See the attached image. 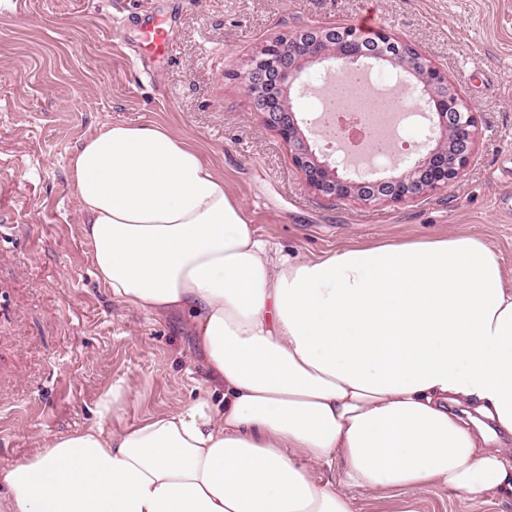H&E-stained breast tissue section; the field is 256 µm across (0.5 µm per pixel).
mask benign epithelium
<instances>
[{
    "instance_id": "7a95c632",
    "label": "benign epithelium",
    "mask_w": 512,
    "mask_h": 512,
    "mask_svg": "<svg viewBox=\"0 0 512 512\" xmlns=\"http://www.w3.org/2000/svg\"><path fill=\"white\" fill-rule=\"evenodd\" d=\"M379 52L405 55L421 73L423 92L429 95L427 104L431 108L425 118L433 130L435 145L402 173L357 182L339 173L340 165L320 161L306 143L293 105L283 109L277 101L263 96V90L273 82L289 89L300 84L305 62H355ZM243 80L248 91L260 100L263 124L288 145L292 161L307 185L331 200L401 203L423 193L446 190L467 167L478 135L477 115L449 84L448 74L413 46L381 31L371 36L353 26L284 31L267 40L253 55Z\"/></svg>"
}]
</instances>
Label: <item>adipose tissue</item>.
<instances>
[{
	"label": "adipose tissue",
	"instance_id": "adipose-tissue-1",
	"mask_svg": "<svg viewBox=\"0 0 512 512\" xmlns=\"http://www.w3.org/2000/svg\"><path fill=\"white\" fill-rule=\"evenodd\" d=\"M69 175L97 279L125 306L188 317L210 393L116 429L127 392L110 387L90 425L0 467L7 512H353L351 488L512 495V448L457 412L512 436V285L487 241L283 253L157 125L93 132Z\"/></svg>",
	"mask_w": 512,
	"mask_h": 512
}]
</instances>
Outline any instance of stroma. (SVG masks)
Masks as SVG:
<instances>
[{"label": "stroma", "mask_w": 512, "mask_h": 512, "mask_svg": "<svg viewBox=\"0 0 512 512\" xmlns=\"http://www.w3.org/2000/svg\"><path fill=\"white\" fill-rule=\"evenodd\" d=\"M170 56L138 61L145 22ZM348 24L411 43L448 73L479 135L448 190L367 205L318 195L264 126L241 79L264 41ZM159 125L224 178L257 234L309 257L337 248L474 234L512 277V0H9L0 6V466L92 423L124 385L121 420L190 403L207 371L186 319L113 300L95 276L69 160L89 132ZM354 512H512L433 489L354 495Z\"/></svg>", "instance_id": "1"}]
</instances>
